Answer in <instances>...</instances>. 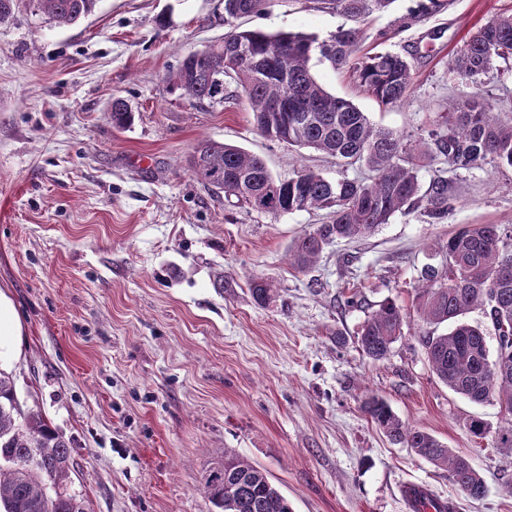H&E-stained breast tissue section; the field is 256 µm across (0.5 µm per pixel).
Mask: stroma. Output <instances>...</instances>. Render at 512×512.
Returning a JSON list of instances; mask_svg holds the SVG:
<instances>
[{
	"label": "stroma",
	"mask_w": 512,
	"mask_h": 512,
	"mask_svg": "<svg viewBox=\"0 0 512 512\" xmlns=\"http://www.w3.org/2000/svg\"><path fill=\"white\" fill-rule=\"evenodd\" d=\"M417 6L393 0L360 25L359 53L411 62L403 105L382 107L348 68L313 63L329 92L411 139L461 89L450 65L469 31L511 12L512 0H447L420 19ZM348 23L318 0H276L241 21L322 40ZM225 31L224 0H99L72 27L22 4L0 23V294L20 331L16 356L0 366L21 403L72 440V488L88 512H210L204 471L228 450L266 470L294 512H409L413 485L455 512H512L498 405L473 404L437 379L412 316L420 270L440 262L449 234L512 226V169L489 161L449 173L455 200L443 222L419 209L395 214L297 271L288 251L325 212L261 215L213 195L191 174L194 145L239 146L283 179L303 168L329 179L368 171L264 138L234 84L220 103L170 92L183 56ZM473 88L512 120V66L497 64ZM116 98L135 116L130 128L107 117ZM260 276L277 288L265 307L249 290ZM352 296L357 306H347ZM388 298L410 318L375 364L357 334ZM372 395L467 455L485 497H466L446 470L392 445L363 410ZM473 418L487 423L485 437L468 432Z\"/></svg>",
	"instance_id": "1"
}]
</instances>
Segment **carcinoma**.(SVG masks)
<instances>
[{
	"instance_id": "1",
	"label": "carcinoma",
	"mask_w": 512,
	"mask_h": 512,
	"mask_svg": "<svg viewBox=\"0 0 512 512\" xmlns=\"http://www.w3.org/2000/svg\"><path fill=\"white\" fill-rule=\"evenodd\" d=\"M99 0H30L36 15L58 27H69L92 14ZM354 22L327 41L303 32L268 33L242 29L235 21L267 14L275 0H224L227 41L187 54L168 76L173 91L195 100L224 101V79L245 95L258 132L291 147L326 153L343 166L362 164L369 179L342 176L329 180L312 170L288 179L272 175L264 161L238 146L202 139L189 165L194 179L215 194L254 209L267 200L273 215L320 210L329 223L299 237L288 253L290 264L305 272L335 241L363 237L397 213L421 208L435 223L448 216L454 192L448 179L434 176L422 189L419 173L431 162L448 170H470L486 160L512 168V123L500 121L480 94L460 90L440 114L436 129L412 141L370 122L352 102L330 94L316 79L311 61L320 55L333 66H347L357 86L385 107H399L412 84L408 59L392 52L356 58L358 24L392 0H320ZM512 60V14H498L482 24L459 50L452 70L474 80L498 61ZM288 111L272 112L274 102ZM108 117L115 129L134 120L121 98L112 100ZM442 261L426 265L416 288V313L426 325H448V331L423 336L433 373L454 393L474 404L496 402L506 426L497 447L512 451V228L467 224L439 247ZM277 288L256 277L250 293L259 305L269 303ZM483 310L497 338L495 354L483 330L465 320ZM407 313L386 299L361 326L359 345L373 362L388 358L403 336ZM497 366L495 374L486 370ZM372 422L396 445L412 449L434 466L448 471L470 499L479 500L486 484L470 459L445 446L431 433L412 428L377 396L364 402ZM71 442L38 410L24 407L13 374L0 368V512H87L85 500L70 491L74 470ZM202 492L215 512H292L288 498L266 470L231 451L203 479Z\"/></svg>"
}]
</instances>
